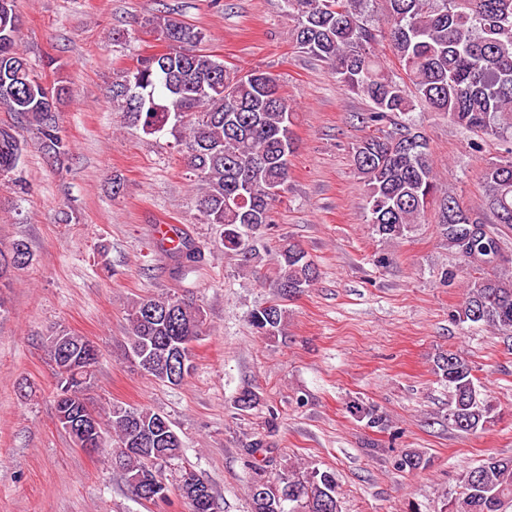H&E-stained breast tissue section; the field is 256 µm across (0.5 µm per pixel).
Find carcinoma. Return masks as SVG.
I'll return each mask as SVG.
<instances>
[{
    "mask_svg": "<svg viewBox=\"0 0 512 512\" xmlns=\"http://www.w3.org/2000/svg\"><path fill=\"white\" fill-rule=\"evenodd\" d=\"M292 22L295 46L326 63L339 85L369 99L372 107L363 122L377 134L352 146L355 171L365 186V210L372 233L383 240L406 237L437 195L453 209L442 211L448 250L461 267L479 271L463 278L464 293L454 317L460 324L490 327L512 335V255L490 224H512V155L489 164L483 172L487 212L463 205L453 191H442L425 138L406 125L392 123L421 104L487 137H512V0H385L386 27L368 20L370 0H283ZM144 25L167 44V50L136 58V65L115 74L114 85L131 87L128 95L109 92L112 109L146 135L170 134L178 153L196 181V207L203 224L222 228L224 249L240 257L243 266L255 259L249 237L275 223L281 196L287 189L288 157L294 153V106L281 93L278 76L260 69L239 76L216 55L196 46L202 30L170 14H153ZM21 19L15 0H0V97L20 125L36 127L44 157L51 164L65 153L56 112L70 97L61 81L43 82L19 49ZM386 41L404 72L396 81L376 54ZM25 143L13 128L0 127V180L23 187L19 175ZM167 252L179 262H193L197 249L184 233ZM32 261L27 242L16 240L8 253L0 251V282L11 271ZM275 288L283 299L306 291L317 270L300 245L285 241L276 251ZM177 305L174 316L161 311ZM124 358L150 355L167 336L192 344L206 332L200 306L179 296H143L131 300ZM286 319L282 304L272 302L252 310L248 322L262 336L281 333ZM98 359L55 370L57 404L85 394L95 383ZM434 372L448 386V422L464 433L476 434L495 421L470 362L458 352H441ZM121 403L96 412L98 448L125 436ZM350 412L381 424L376 410L358 402ZM183 443L174 429L155 433L152 458L122 455L115 465L126 482L180 459ZM425 465L421 454L406 453L396 461L401 472ZM248 486L251 512H342L336 474L330 469L298 471L284 466L273 478L253 467ZM476 480L445 503L447 512H503L512 503V458L490 455L472 468L465 480Z\"/></svg>",
    "mask_w": 512,
    "mask_h": 512,
    "instance_id": "cac0c4a2",
    "label": "carcinoma"
}]
</instances>
